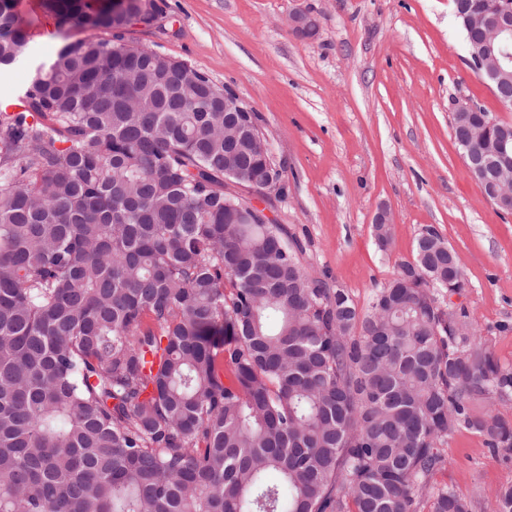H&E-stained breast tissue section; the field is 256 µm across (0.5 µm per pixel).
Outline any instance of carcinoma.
<instances>
[{
    "label": "carcinoma",
    "mask_w": 512,
    "mask_h": 512,
    "mask_svg": "<svg viewBox=\"0 0 512 512\" xmlns=\"http://www.w3.org/2000/svg\"><path fill=\"white\" fill-rule=\"evenodd\" d=\"M46 7L116 35L0 112V512H418L453 429L512 450V368L448 323L435 228L360 312L280 225L224 223V107L121 43L143 0ZM26 47L0 0V68ZM492 118L453 113L463 155L512 157Z\"/></svg>",
    "instance_id": "carcinoma-1"
}]
</instances>
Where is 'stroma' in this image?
I'll list each match as a JSON object with an SVG mask.
<instances>
[{
	"label": "stroma",
	"mask_w": 512,
	"mask_h": 512,
	"mask_svg": "<svg viewBox=\"0 0 512 512\" xmlns=\"http://www.w3.org/2000/svg\"><path fill=\"white\" fill-rule=\"evenodd\" d=\"M158 25H132L125 41L184 61L254 112L267 138L279 189L238 188L285 238L304 247L313 276L349 292L367 310L375 292L411 258L426 227L457 256L465 310L501 364L512 367V214L500 212L468 170L452 135L458 102L512 123L487 82L467 63L453 0H161ZM27 49L0 71V99L23 93L38 64L66 43L104 38L61 28L44 0H14ZM315 16V36L292 18ZM392 217L387 246L372 223ZM445 459L430 484L494 512L512 486V451H492L460 428L439 446Z\"/></svg>",
	"instance_id": "obj_1"
}]
</instances>
